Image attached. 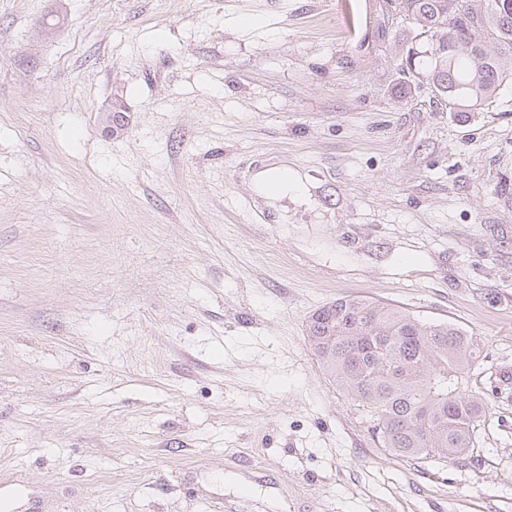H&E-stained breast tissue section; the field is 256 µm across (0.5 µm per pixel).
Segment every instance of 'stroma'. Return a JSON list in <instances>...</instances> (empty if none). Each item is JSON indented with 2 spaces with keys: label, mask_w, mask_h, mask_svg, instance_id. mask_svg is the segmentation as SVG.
Listing matches in <instances>:
<instances>
[{
  "label": "stroma",
  "mask_w": 512,
  "mask_h": 512,
  "mask_svg": "<svg viewBox=\"0 0 512 512\" xmlns=\"http://www.w3.org/2000/svg\"><path fill=\"white\" fill-rule=\"evenodd\" d=\"M406 38L374 0H0V512H512V81L441 111ZM273 159L314 185L283 224ZM349 297L479 345L468 453L372 436L306 339Z\"/></svg>",
  "instance_id": "obj_1"
}]
</instances>
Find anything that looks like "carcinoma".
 <instances>
[{
  "label": "carcinoma",
  "mask_w": 512,
  "mask_h": 512,
  "mask_svg": "<svg viewBox=\"0 0 512 512\" xmlns=\"http://www.w3.org/2000/svg\"><path fill=\"white\" fill-rule=\"evenodd\" d=\"M380 8L382 33L406 21L417 44L398 67L407 93L437 82L448 111L473 112L506 80L484 42L512 54V0H384ZM306 331L321 365L391 454L448 461L474 447L483 405L462 379L481 351L462 328L352 297L315 310Z\"/></svg>",
  "instance_id": "obj_1"
}]
</instances>
